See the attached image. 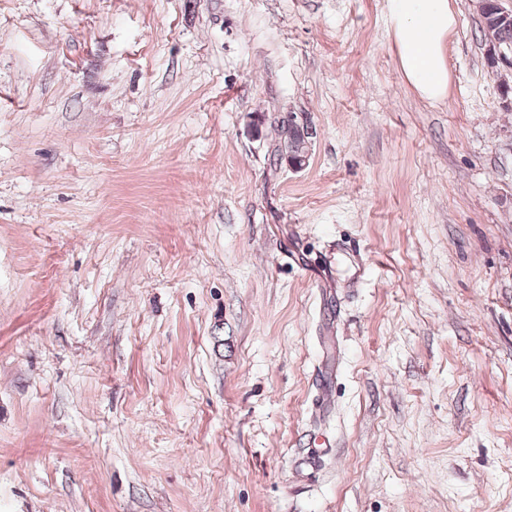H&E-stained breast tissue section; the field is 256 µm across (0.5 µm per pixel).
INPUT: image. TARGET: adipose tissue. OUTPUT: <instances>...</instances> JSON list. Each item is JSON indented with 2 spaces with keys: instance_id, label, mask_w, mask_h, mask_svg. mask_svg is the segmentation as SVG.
<instances>
[{
  "instance_id": "1",
  "label": "adipose tissue",
  "mask_w": 512,
  "mask_h": 512,
  "mask_svg": "<svg viewBox=\"0 0 512 512\" xmlns=\"http://www.w3.org/2000/svg\"><path fill=\"white\" fill-rule=\"evenodd\" d=\"M401 71L425 99L448 95V40L457 18L450 0H388Z\"/></svg>"
}]
</instances>
